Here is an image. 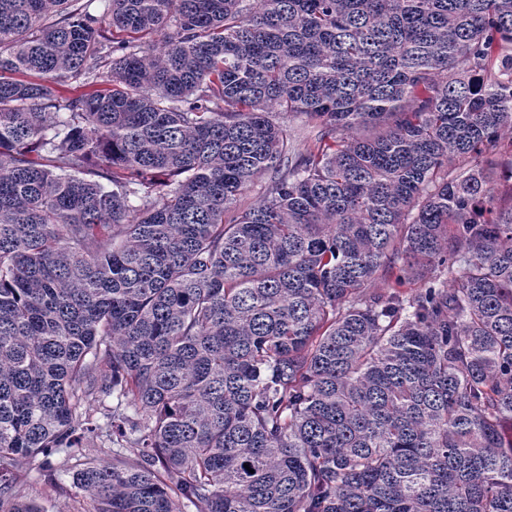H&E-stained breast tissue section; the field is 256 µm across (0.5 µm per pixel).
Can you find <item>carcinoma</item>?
I'll return each mask as SVG.
<instances>
[{
	"label": "carcinoma",
	"instance_id": "carcinoma-1",
	"mask_svg": "<svg viewBox=\"0 0 512 512\" xmlns=\"http://www.w3.org/2000/svg\"><path fill=\"white\" fill-rule=\"evenodd\" d=\"M68 2L0 0V512L90 436V512H512V0Z\"/></svg>",
	"mask_w": 512,
	"mask_h": 512
}]
</instances>
